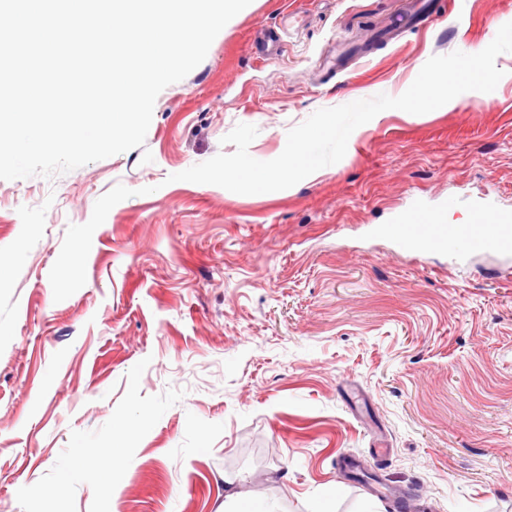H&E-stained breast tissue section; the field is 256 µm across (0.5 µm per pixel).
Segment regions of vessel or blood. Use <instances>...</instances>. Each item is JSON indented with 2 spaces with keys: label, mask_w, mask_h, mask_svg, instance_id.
Listing matches in <instances>:
<instances>
[{
  "label": "vessel or blood",
  "mask_w": 512,
  "mask_h": 512,
  "mask_svg": "<svg viewBox=\"0 0 512 512\" xmlns=\"http://www.w3.org/2000/svg\"><path fill=\"white\" fill-rule=\"evenodd\" d=\"M390 232L403 245L459 251L512 252V219L492 216L475 224H395Z\"/></svg>",
  "instance_id": "1"
}]
</instances>
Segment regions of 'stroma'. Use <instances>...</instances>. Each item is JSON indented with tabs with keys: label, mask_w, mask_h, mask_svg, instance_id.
Returning <instances> with one entry per match:
<instances>
[{
	"label": "stroma",
	"mask_w": 512,
	"mask_h": 512,
	"mask_svg": "<svg viewBox=\"0 0 512 512\" xmlns=\"http://www.w3.org/2000/svg\"><path fill=\"white\" fill-rule=\"evenodd\" d=\"M411 2L254 0L158 95L144 146L0 180V512H512V256L386 231L512 213V52L493 92L382 111L293 187L170 179L234 153L240 123L274 159L315 111L399 96L512 22V0H447L420 29ZM118 184L134 196L54 301L68 226Z\"/></svg>",
	"instance_id": "obj_1"
}]
</instances>
